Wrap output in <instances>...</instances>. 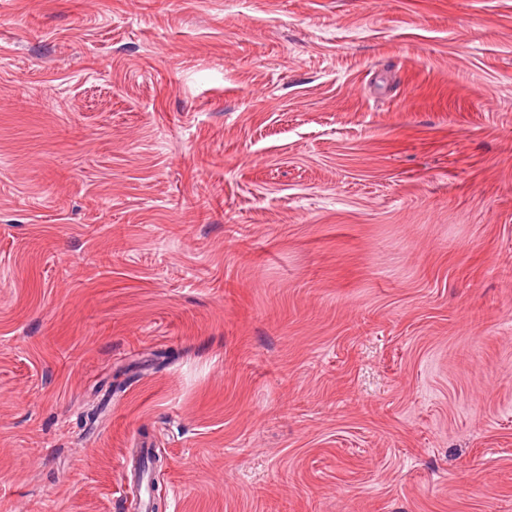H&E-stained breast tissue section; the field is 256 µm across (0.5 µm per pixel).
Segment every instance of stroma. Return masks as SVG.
Masks as SVG:
<instances>
[{"label":"stroma","mask_w":512,"mask_h":512,"mask_svg":"<svg viewBox=\"0 0 512 512\" xmlns=\"http://www.w3.org/2000/svg\"><path fill=\"white\" fill-rule=\"evenodd\" d=\"M512 512V0H0V512Z\"/></svg>","instance_id":"obj_1"}]
</instances>
